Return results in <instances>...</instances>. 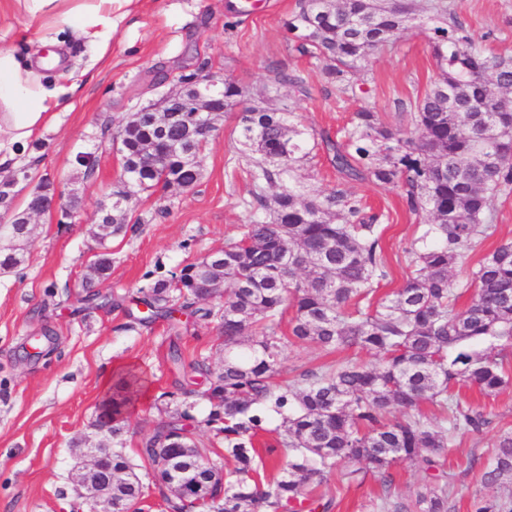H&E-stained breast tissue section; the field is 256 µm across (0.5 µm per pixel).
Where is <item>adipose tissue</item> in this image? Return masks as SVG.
<instances>
[{"mask_svg":"<svg viewBox=\"0 0 512 512\" xmlns=\"http://www.w3.org/2000/svg\"><path fill=\"white\" fill-rule=\"evenodd\" d=\"M19 5L42 26L56 33L66 31L83 38L93 51V62L106 66L112 31L118 25V10L133 0H1ZM52 51L37 60H23L11 50L0 48V171L16 167L20 149L37 137L47 113L74 107L79 82L66 89H50L40 83L37 72L59 64Z\"/></svg>","mask_w":512,"mask_h":512,"instance_id":"ef3b65f1","label":"adipose tissue"}]
</instances>
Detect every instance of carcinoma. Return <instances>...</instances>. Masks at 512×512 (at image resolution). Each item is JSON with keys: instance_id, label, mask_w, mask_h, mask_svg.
<instances>
[{"instance_id": "1", "label": "carcinoma", "mask_w": 512, "mask_h": 512, "mask_svg": "<svg viewBox=\"0 0 512 512\" xmlns=\"http://www.w3.org/2000/svg\"><path fill=\"white\" fill-rule=\"evenodd\" d=\"M433 15L428 36L438 70L431 86L412 105L416 132L404 136L370 109L354 113L344 140L324 138L339 174L336 188L305 196L282 174L308 157L305 132L290 113L260 107L236 113L241 144L259 155L249 170L245 205L253 218L241 237L224 245V262L206 271L208 256L178 275H159L140 289L142 316L127 312L124 331L158 319L178 331L181 316L219 319L224 336L222 367L190 365L207 387L211 409L200 426L224 436V455L175 446L190 418L162 424L137 455L144 474L124 449H112V498L144 500L146 485L169 488L165 512H285L304 502L327 512L332 501L318 492L342 463L364 465L390 489L393 464L408 460L425 473L415 498L381 499L383 512H448L450 477L445 458L456 436L478 432L483 413L461 403L460 383L492 396L512 384L504 360L512 355V241L488 252L471 272L475 294L463 309L454 269L494 227L493 198L512 187V55L487 53L444 0H300L288 22L299 53L323 62L328 83L340 96L354 97L355 76L393 44L416 12ZM224 107L234 109L245 93L235 82L218 87ZM193 113L171 112L167 128L180 135ZM121 162L128 180L112 183V202L143 192L165 191L172 183L198 182L191 161L166 151L155 123L133 112L119 132ZM494 155V163L486 159ZM0 181V208L14 226L16 176ZM372 181L400 190L409 210L426 211L425 232L434 242L412 249L414 270L391 296L372 302L375 285L387 277L376 224L381 216L344 185ZM127 213L112 211V223L92 225L103 250L91 264L95 279L81 284L88 308H119L125 298L96 287L111 275L108 239L135 231ZM25 252L0 248V273L14 272ZM217 306L201 307V302ZM293 310L288 332L281 329ZM315 345L323 350L357 348L376 356L373 364L349 362L307 370L294 382L277 383L285 348ZM141 378L127 370L105 391L104 436L127 431L126 412L141 392ZM429 403L448 417L446 425L423 418L393 422V408L417 410ZM280 419L276 444L255 447L263 424ZM272 460L278 476L264 480ZM512 477V434L500 437L492 464L481 480L496 485ZM474 512H512V495L481 498Z\"/></svg>"}]
</instances>
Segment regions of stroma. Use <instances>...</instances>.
Returning a JSON list of instances; mask_svg holds the SVG:
<instances>
[{
  "label": "stroma",
  "mask_w": 512,
  "mask_h": 512,
  "mask_svg": "<svg viewBox=\"0 0 512 512\" xmlns=\"http://www.w3.org/2000/svg\"><path fill=\"white\" fill-rule=\"evenodd\" d=\"M472 36L487 49L512 54V0H448ZM235 0H135L130 14L112 33L110 64L93 69L79 91L76 107L55 112L27 147L36 175L48 176L56 189L78 196L79 208L67 225L51 211L37 218L34 238L25 250L21 274H0V512H90L77 495L71 473L81 451L71 441L95 420L107 373L134 368L143 372L148 390L128 414L129 430L113 445L136 457L142 439L175 410L203 419L210 402L201 386L188 387L187 372L168 359L178 344L185 361L203 360L220 367L224 338L217 322L183 318L179 332L156 320L136 331H123L125 309H89L81 302V281L97 251L88 230L119 169L112 139L126 117L157 101L183 73L204 70L235 80L248 103L288 107L309 138L307 160L285 178L302 193L336 187L338 175L323 142L348 126L358 108L377 112L391 128L415 129L411 105L429 87L437 71L428 46L432 23L420 18L372 63L364 91L343 100L327 84L321 63L301 55L287 24L298 0H258L251 13ZM21 7L0 14V47L27 54L36 38L51 40ZM297 72L307 94L278 84L279 71ZM94 154L97 163L85 174L78 155ZM202 176L189 190L145 192L132 204L129 221L137 230L112 238L109 290L135 298L153 275L177 273L188 263L238 239L251 214L249 163L238 143L234 113H225L216 135L200 158ZM347 189L381 214L377 226L389 276L376 291L383 298L399 289L413 269L411 245L424 235L426 214L409 211L400 192L369 181ZM494 228L456 269L465 283L482 256L512 240V191L494 199ZM50 330L42 354L28 356L31 337ZM364 351L325 353L313 345H290L284 352L280 380H294L307 370L349 361L369 362ZM461 399L482 409L489 424L482 432L457 436L446 469L455 512H474L481 497L496 496L481 472L492 460L499 438L512 433V387L486 397L460 387ZM383 489L376 474L333 481L325 487L331 512H380Z\"/></svg>",
  "instance_id": "1"
}]
</instances>
